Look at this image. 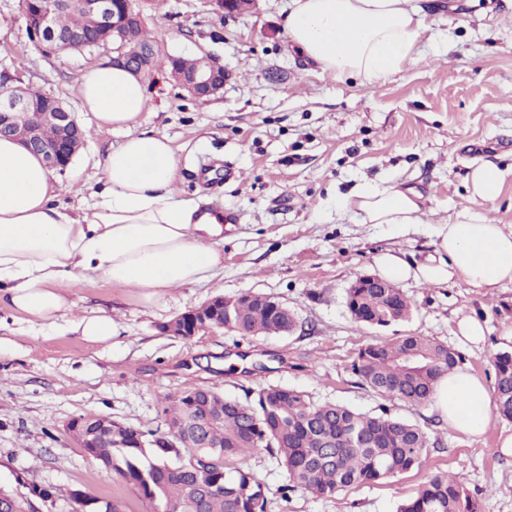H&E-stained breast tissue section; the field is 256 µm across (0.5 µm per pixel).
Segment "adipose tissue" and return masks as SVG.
<instances>
[{"label":"adipose tissue","mask_w":512,"mask_h":512,"mask_svg":"<svg viewBox=\"0 0 512 512\" xmlns=\"http://www.w3.org/2000/svg\"><path fill=\"white\" fill-rule=\"evenodd\" d=\"M425 15L423 0H291L284 26L310 61L378 83L413 58ZM79 88L100 132L136 125L149 102L142 79L110 64L83 70ZM102 168L93 203L77 213L38 155L0 137V303L53 322L73 308L61 283L85 273L148 303L211 279L223 261L222 218L173 200L169 140L128 136ZM348 204L364 224L422 221L419 195L394 184L360 183ZM433 236L434 255L417 267L391 252L376 256L381 276L436 286L460 278L479 288L512 281V229L483 209L458 211L451 223L434 225ZM433 401L449 427L469 437L485 433L495 410L485 380L461 366L437 382Z\"/></svg>","instance_id":"1"}]
</instances>
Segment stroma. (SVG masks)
Returning <instances> with one entry per match:
<instances>
[{
	"mask_svg": "<svg viewBox=\"0 0 512 512\" xmlns=\"http://www.w3.org/2000/svg\"><path fill=\"white\" fill-rule=\"evenodd\" d=\"M289 2L258 0L253 14L228 19L216 0H140L160 57L209 56L232 74L223 93L202 101L157 66L145 80L151 99L140 128L171 141L175 200L202 199L234 219L224 227V261L203 284L147 303L89 275L65 283L77 314L112 315V340L89 341L65 322L51 325L0 305V488L23 495L34 485L52 488L54 498L35 500L34 512H72L71 492L86 488L120 496L125 512H151L77 446L65 430L71 418L106 415L159 436L167 431L165 397L212 388L243 401L268 384L361 412L385 407L439 441L422 468L329 498L299 492L282 500L286 473L276 459L263 451L236 458L235 466L264 483L269 512H395L439 472L461 474L480 512H512V454L499 446L512 422L492 418L482 436L468 438L448 428L434 406L386 402L351 370L367 343L423 335L493 381L495 355L512 349V282L486 289L460 278L441 286L398 280L412 313L381 328L356 323L345 303L358 277L376 274L379 253L424 262L434 252L433 225L462 208L486 206L495 223L512 226V0H432L418 53L382 84L336 77L297 53L284 28ZM18 4L0 0V93L22 86L61 98L88 135L52 179L96 184L104 157L125 134L97 132L81 109L78 78L110 52L39 51ZM481 162L508 171L487 204L468 181ZM203 163L232 167L237 177L204 186L197 175ZM363 181L412 188L421 196L422 223L401 231L356 223L337 199ZM246 292L286 304L297 330L260 338L214 330L191 339L161 330L215 296ZM465 315L484 322L483 346L458 341L456 322Z\"/></svg>",
	"mask_w": 512,
	"mask_h": 512,
	"instance_id": "obj_1",
	"label": "stroma"
}]
</instances>
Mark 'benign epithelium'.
I'll return each mask as SVG.
<instances>
[{
  "instance_id": "benign-epithelium-1",
  "label": "benign epithelium",
  "mask_w": 512,
  "mask_h": 512,
  "mask_svg": "<svg viewBox=\"0 0 512 512\" xmlns=\"http://www.w3.org/2000/svg\"><path fill=\"white\" fill-rule=\"evenodd\" d=\"M66 4L95 17L100 29L96 40H88L81 30L57 26V13ZM218 4L224 16L235 18L252 11L255 0H218ZM23 17L31 41L48 55L110 46V63L123 65L140 78L150 76L156 67L155 50L142 52L133 45L132 28L142 22V14L132 7L131 0H125L120 8L113 0H26ZM171 75L194 98L220 93L228 78L224 65L211 57L197 60L191 69L174 68ZM80 133L73 112L55 96L34 98L22 87L0 94V136L11 137L41 155L51 169L62 170L71 163L83 144ZM184 320L191 324L193 337L224 328V297L217 296L177 316L174 322Z\"/></svg>"
}]
</instances>
